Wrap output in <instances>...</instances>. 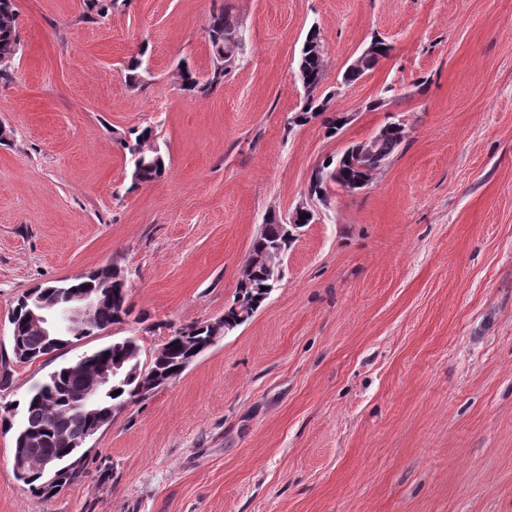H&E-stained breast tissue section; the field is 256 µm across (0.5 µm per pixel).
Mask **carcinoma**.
<instances>
[{
    "mask_svg": "<svg viewBox=\"0 0 512 512\" xmlns=\"http://www.w3.org/2000/svg\"><path fill=\"white\" fill-rule=\"evenodd\" d=\"M236 31L237 28L224 15L219 13L211 17L208 34L216 64L204 80L191 70L182 69V90L210 95L224 85V77L241 54L242 45L232 46L231 37ZM318 42H322L320 31L313 28L307 33L297 59L296 72L305 89L302 108L304 122L307 121L306 115L317 117L326 111V103L315 98V92L324 78L323 56L316 50ZM19 45L15 0H0V60H13L19 51ZM404 139V129L397 122L388 129L380 143V159H390L399 150ZM120 146L128 156L132 185L155 181L165 173V154L156 141L153 128L147 126L140 131L131 130L128 136L120 140ZM374 172L373 168L357 165L353 159L352 148L349 147L317 166L310 179L309 193L325 201L331 184L350 190L362 189L369 184ZM280 226L281 223L274 217L265 220L263 229L251 241L245 262L250 282L247 296L253 301L250 312L244 314L231 306L224 311V317L219 321L198 322L174 330L175 338L156 349L146 367L140 363L141 347L135 337L118 339L109 346L81 357L87 374L109 361L125 362V374L114 380L112 391L105 394L95 407V410L104 414L102 423L111 422L115 414L126 405L138 401L141 389L148 383L178 376L182 367L193 363L192 357L198 354L199 348L211 343V338L245 323L252 317V313L256 312L273 290L271 279L267 278L268 266L274 264L291 243V238L279 236ZM72 289L100 296L101 304L95 321L85 329L45 337L28 327L25 309H20L12 321V350L27 354L25 362L32 364L40 358L51 357L74 341L126 322L132 314L127 293L96 271L70 281L58 280L52 285L39 288L37 294L56 299ZM83 374L75 370V364L70 363L51 373L46 380L34 384L28 392L24 403V424L15 432V445H23L25 455L34 461L49 454L58 458L57 471L52 473L50 479L45 471L29 469L24 484L37 494L56 491L83 475L82 470L71 467V462L77 458L80 449L70 448L62 440L41 432L44 419L50 412L56 413L65 433L70 436L82 433L92 426L90 414L73 404L81 391ZM115 390L119 391L116 396L113 395Z\"/></svg>",
    "mask_w": 512,
    "mask_h": 512,
    "instance_id": "1",
    "label": "carcinoma"
}]
</instances>
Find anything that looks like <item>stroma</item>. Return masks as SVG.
I'll list each match as a JSON object with an SVG mask.
<instances>
[{"label": "stroma", "instance_id": "obj_1", "mask_svg": "<svg viewBox=\"0 0 512 512\" xmlns=\"http://www.w3.org/2000/svg\"><path fill=\"white\" fill-rule=\"evenodd\" d=\"M0 81V512H512V0H15ZM243 55L208 96L211 14ZM350 122H296V61ZM386 58L353 84L370 44ZM147 66L131 88L126 65ZM391 93H384V86ZM380 108H373V101ZM395 117L399 151L364 189L309 194L313 170ZM153 127L167 170L131 187L119 139ZM314 214L246 323L86 445L53 496L13 470L33 384L137 337L223 317L268 215ZM117 266L135 317L21 364L9 317L30 289ZM322 40L319 29L312 28L307 33L297 59L296 72L305 89V100L301 111L303 118L300 123L307 121L308 114H311L310 117H317L326 111L324 100L317 102L315 98V92L324 78L323 56L316 50L315 42L322 43ZM306 46H309V49H306Z\"/></svg>", "mask_w": 512, "mask_h": 512}]
</instances>
